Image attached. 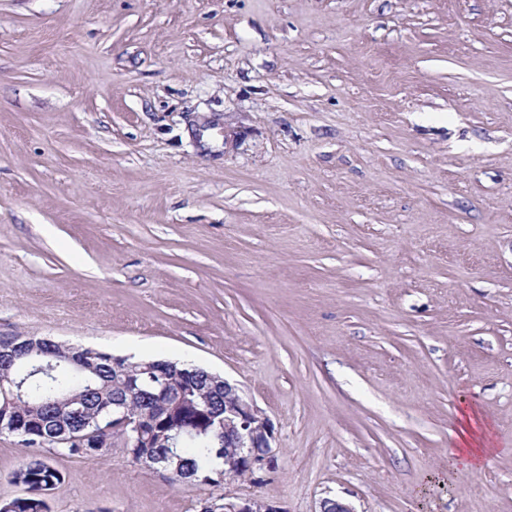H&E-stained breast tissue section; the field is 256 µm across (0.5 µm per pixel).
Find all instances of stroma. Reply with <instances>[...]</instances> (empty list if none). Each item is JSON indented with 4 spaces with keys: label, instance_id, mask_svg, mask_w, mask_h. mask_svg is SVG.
<instances>
[{
    "label": "stroma",
    "instance_id": "stroma-1",
    "mask_svg": "<svg viewBox=\"0 0 512 512\" xmlns=\"http://www.w3.org/2000/svg\"><path fill=\"white\" fill-rule=\"evenodd\" d=\"M217 373L276 459L120 446L51 512H512V0H0V338ZM496 453L448 473L463 412ZM223 500V503L218 501ZM203 512H283L276 506L255 500V499H240L229 500L226 495L223 498H206L202 506Z\"/></svg>",
    "mask_w": 512,
    "mask_h": 512
}]
</instances>
